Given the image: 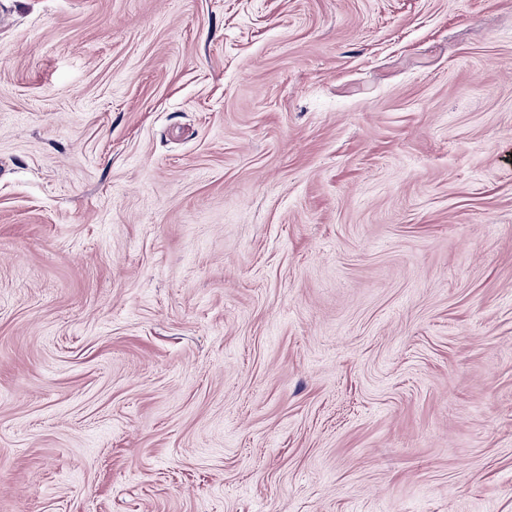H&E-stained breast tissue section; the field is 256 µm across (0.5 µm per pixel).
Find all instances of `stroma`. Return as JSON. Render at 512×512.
<instances>
[{"label":"stroma","instance_id":"35a3bbf8","mask_svg":"<svg viewBox=\"0 0 512 512\" xmlns=\"http://www.w3.org/2000/svg\"><path fill=\"white\" fill-rule=\"evenodd\" d=\"M0 512H512V0H0Z\"/></svg>","mask_w":512,"mask_h":512}]
</instances>
